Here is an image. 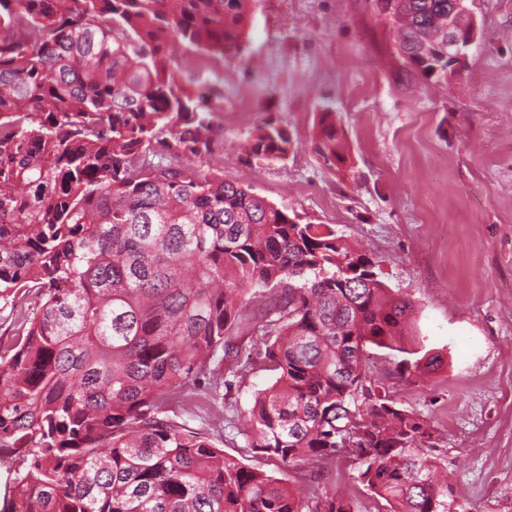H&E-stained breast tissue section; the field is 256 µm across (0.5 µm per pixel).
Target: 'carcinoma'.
Masks as SVG:
<instances>
[{
	"label": "carcinoma",
	"instance_id": "cac0c4a2",
	"mask_svg": "<svg viewBox=\"0 0 512 512\" xmlns=\"http://www.w3.org/2000/svg\"><path fill=\"white\" fill-rule=\"evenodd\" d=\"M251 0H0V512H448L434 433L367 372L399 347L414 304L334 224H301L196 162L219 144L168 69L166 40L243 50ZM425 79L448 75V0H379ZM432 46V58L417 56ZM313 152L345 163L334 113ZM264 120L247 151L285 160ZM264 300L260 316L250 303ZM261 336L274 373L241 434L297 472L351 455L377 507L326 489L315 504L224 455L236 342ZM437 355L398 362L425 377Z\"/></svg>",
	"mask_w": 512,
	"mask_h": 512
}]
</instances>
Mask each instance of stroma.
Listing matches in <instances>:
<instances>
[{"label": "stroma", "instance_id": "stroma-1", "mask_svg": "<svg viewBox=\"0 0 512 512\" xmlns=\"http://www.w3.org/2000/svg\"><path fill=\"white\" fill-rule=\"evenodd\" d=\"M472 10L480 31L464 68L439 81L406 65L376 0H252L238 56L201 74L185 65L195 49L174 41L168 55L189 95L222 96L211 116L221 148L203 169L335 225L414 303L405 347L440 355L441 367L417 383L397 375L401 352L373 345L367 366L433 426L450 512H512V0H473ZM242 101L244 118L229 110ZM326 110L345 145L333 169L311 149ZM268 116L293 138L287 160L243 151ZM272 381L244 374L225 398V454L250 457L235 425ZM255 465L306 494L328 486L375 506L351 459L317 476L272 458Z\"/></svg>", "mask_w": 512, "mask_h": 512}]
</instances>
